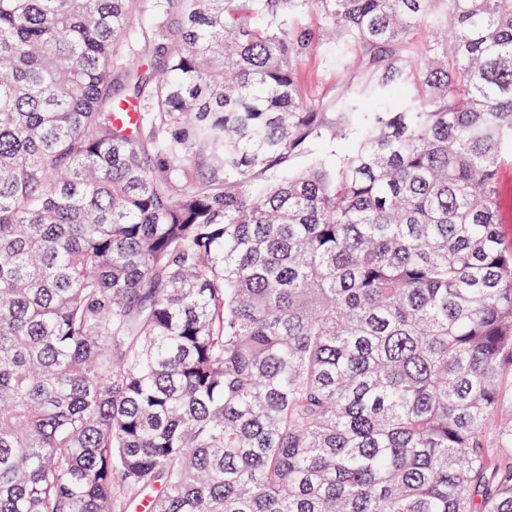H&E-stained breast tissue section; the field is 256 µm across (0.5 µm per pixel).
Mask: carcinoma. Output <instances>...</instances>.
Returning a JSON list of instances; mask_svg holds the SVG:
<instances>
[{
	"label": "carcinoma",
	"mask_w": 512,
	"mask_h": 512,
	"mask_svg": "<svg viewBox=\"0 0 512 512\" xmlns=\"http://www.w3.org/2000/svg\"><path fill=\"white\" fill-rule=\"evenodd\" d=\"M132 8L0 0V512H512V0ZM149 24V15L146 12L138 7L132 10L127 29L117 42L119 55H125L134 51L147 59L150 58L151 50L148 43H145L142 37L143 31H145ZM359 57L360 51L355 46L339 47L336 42L323 41L314 51L296 61L300 94L322 102L329 110L334 109L344 100L347 82L354 93L367 81ZM342 64L344 72L340 70ZM499 231L505 245L512 243V166L505 163L499 173Z\"/></svg>",
	"instance_id": "obj_1"
}]
</instances>
